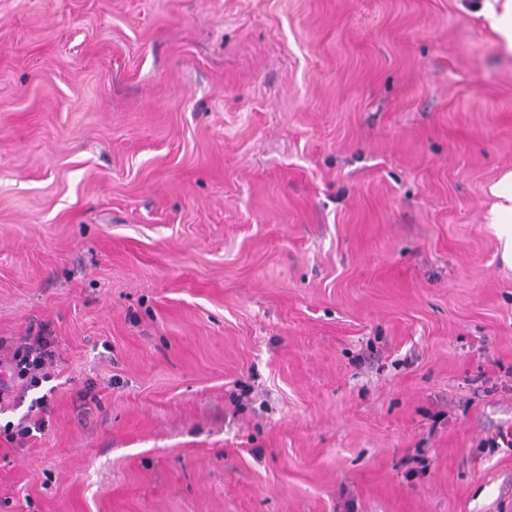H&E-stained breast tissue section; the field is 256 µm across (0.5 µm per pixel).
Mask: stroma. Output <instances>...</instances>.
<instances>
[{
	"label": "stroma",
	"mask_w": 512,
	"mask_h": 512,
	"mask_svg": "<svg viewBox=\"0 0 512 512\" xmlns=\"http://www.w3.org/2000/svg\"><path fill=\"white\" fill-rule=\"evenodd\" d=\"M481 3L0 0V512H512ZM24 342L14 347L9 365V377L26 380L29 386L39 383L37 374L53 363L56 357L54 340L41 332L24 336Z\"/></svg>",
	"instance_id": "35a3bbf8"
}]
</instances>
